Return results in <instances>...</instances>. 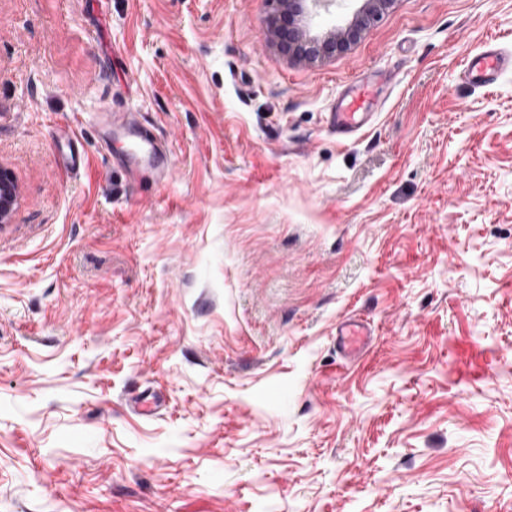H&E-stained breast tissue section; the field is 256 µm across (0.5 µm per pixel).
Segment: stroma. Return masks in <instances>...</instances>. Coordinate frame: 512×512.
I'll return each mask as SVG.
<instances>
[{"instance_id": "stroma-1", "label": "stroma", "mask_w": 512, "mask_h": 512, "mask_svg": "<svg viewBox=\"0 0 512 512\" xmlns=\"http://www.w3.org/2000/svg\"><path fill=\"white\" fill-rule=\"evenodd\" d=\"M268 14L0 0V512H512V70L460 79L512 0H392L314 63ZM354 80L379 107L340 140ZM112 106L172 179L113 165ZM56 138L59 143H64L67 148L60 154L63 169L69 173L79 170L83 165V156L78 149H75L72 142L76 140V138L66 130H62ZM18 202V186L10 169L0 166V224H9ZM337 344L348 356H356L363 352L369 342L370 329L362 321H342L336 331Z\"/></svg>"}]
</instances>
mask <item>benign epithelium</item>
I'll use <instances>...</instances> for the list:
<instances>
[{"instance_id": "7a95c632", "label": "benign epithelium", "mask_w": 512, "mask_h": 512, "mask_svg": "<svg viewBox=\"0 0 512 512\" xmlns=\"http://www.w3.org/2000/svg\"><path fill=\"white\" fill-rule=\"evenodd\" d=\"M271 11L269 24L281 50L293 57L316 61L347 51L356 43L368 23L376 18L393 0H363V6L346 27L328 32L324 36H312L297 24V16L303 13L304 0H268ZM18 202V186L15 175L0 166V224L10 223Z\"/></svg>"}]
</instances>
